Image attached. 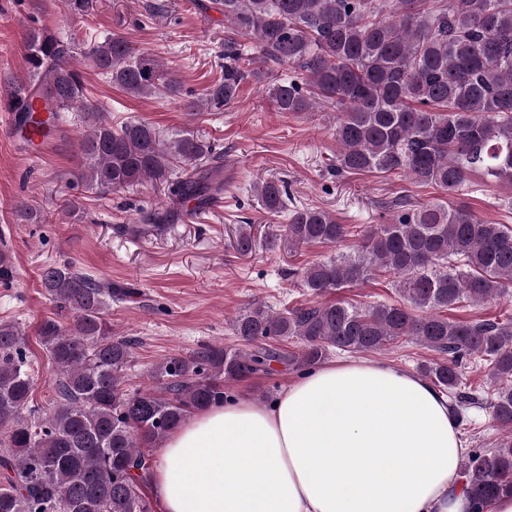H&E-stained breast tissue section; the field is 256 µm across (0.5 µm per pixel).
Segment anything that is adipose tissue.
<instances>
[{
    "instance_id": "adipose-tissue-1",
    "label": "adipose tissue",
    "mask_w": 512,
    "mask_h": 512,
    "mask_svg": "<svg viewBox=\"0 0 512 512\" xmlns=\"http://www.w3.org/2000/svg\"><path fill=\"white\" fill-rule=\"evenodd\" d=\"M448 399L370 360L322 365L271 403L192 413L148 477L162 512H471Z\"/></svg>"
}]
</instances>
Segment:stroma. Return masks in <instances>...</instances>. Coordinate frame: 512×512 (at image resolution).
Returning <instances> with one entry per match:
<instances>
[{"instance_id":"stroma-1","label":"stroma","mask_w":512,"mask_h":512,"mask_svg":"<svg viewBox=\"0 0 512 512\" xmlns=\"http://www.w3.org/2000/svg\"><path fill=\"white\" fill-rule=\"evenodd\" d=\"M46 27L85 41L120 33L144 51L157 54L182 82L197 93L217 76L224 17L197 10L194 0H93L89 15L69 12L63 0H0V253L9 255L12 273L0 277V322L20 327L34 382L33 402L49 411L55 396L54 368L37 328L57 309L41 288L50 263L68 260L120 290L109 317L116 337L134 344V361L126 371L127 389L149 385V369L171 356H186L206 344L237 345L232 318L253 304L281 310L308 300L300 273L310 264L358 248L369 226L390 216L389 201L406 196L418 203L441 199L440 190L412 184L397 175H332L336 163V115L332 112L284 114L260 93L243 85L235 104L224 112L192 116L177 99H133L89 65H82L88 98L107 110L113 122L133 118L159 131L187 130L224 153L228 180L218 202L205 212L190 213L167 188L146 184L76 198L67 181L80 164L76 127L67 124L53 143L32 153L10 129L11 114L3 91L23 74L29 27ZM285 185L295 205L333 212L349 233L335 246L273 248L268 236L282 225L254 196V183ZM81 210L70 214L71 199ZM480 218L512 226V195L493 183L472 178L459 194ZM40 209L38 224L18 223L17 203ZM170 210L163 227L140 223L143 212ZM251 224L249 252L237 248L239 225ZM333 301L358 306L398 304L402 298L393 275L380 273L358 285L339 289ZM301 372L278 370L226 385L231 397L259 402L275 398ZM463 381L479 398L459 427L467 448H487L499 432L487 402L493 390L487 364L468 366Z\"/></svg>"}]
</instances>
